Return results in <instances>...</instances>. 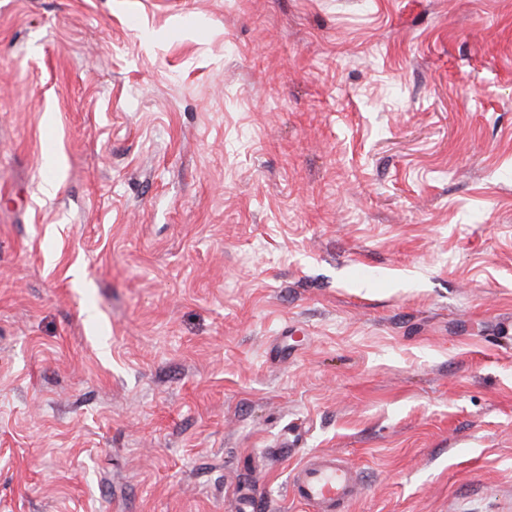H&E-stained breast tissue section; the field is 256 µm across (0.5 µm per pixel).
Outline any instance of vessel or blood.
<instances>
[{"label": "vessel or blood", "mask_w": 512, "mask_h": 512, "mask_svg": "<svg viewBox=\"0 0 512 512\" xmlns=\"http://www.w3.org/2000/svg\"><path fill=\"white\" fill-rule=\"evenodd\" d=\"M360 491L353 467L327 453L307 457L295 469L291 482L293 497L313 512H348Z\"/></svg>", "instance_id": "obj_1"}]
</instances>
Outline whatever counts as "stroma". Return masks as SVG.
<instances>
[{"mask_svg":"<svg viewBox=\"0 0 512 512\" xmlns=\"http://www.w3.org/2000/svg\"><path fill=\"white\" fill-rule=\"evenodd\" d=\"M512 512V0H0V512ZM360 491L353 467L327 453L307 457L294 470L291 482L293 497L314 512H347Z\"/></svg>","mask_w":512,"mask_h":512,"instance_id":"obj_1","label":"stroma"}]
</instances>
